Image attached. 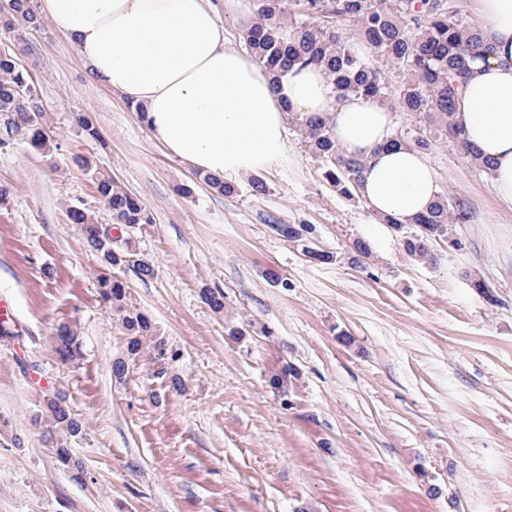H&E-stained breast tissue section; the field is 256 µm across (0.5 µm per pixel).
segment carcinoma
Instances as JSON below:
<instances>
[{"instance_id":"carcinoma-1","label":"carcinoma","mask_w":512,"mask_h":512,"mask_svg":"<svg viewBox=\"0 0 512 512\" xmlns=\"http://www.w3.org/2000/svg\"><path fill=\"white\" fill-rule=\"evenodd\" d=\"M10 7V14L0 18L4 30H12L17 22L32 29L42 26L32 0H10ZM357 40L368 48L364 57L355 50ZM243 41L274 79L295 66H319L338 99L364 95L411 116L413 127L396 133V142L426 154L449 142L481 171L490 169V161L477 158L467 146L464 129L454 119L455 97L464 86L469 63L485 58L488 52L482 27L460 17L457 0H259L257 17L243 31ZM389 69L405 75L394 91L386 79ZM288 121L296 126L308 151L322 162L324 180L339 196L357 198L364 162L342 152L330 119L303 121L292 115ZM11 131L44 156H53L57 149L30 74L16 56L0 52V138ZM97 191L112 223L128 228L152 223L140 198L116 180H98ZM67 217L80 226L87 246L98 256L100 295L118 314L123 328L126 358L113 361V375L123 378L128 364L138 361L149 348L157 352L155 362L163 363L166 352L161 344L147 345L155 332L151 318L132 301L119 276L122 270L131 269L142 280L152 279L155 267L130 243L114 245L112 236L105 234L95 215L85 209L70 206ZM470 219L463 200L441 194L415 223L402 224L393 218L385 219V223L401 238L411 257L430 265L436 262V243L446 242L450 250L465 247L453 225L466 224ZM277 230L282 237L300 244L307 257L320 263L335 260L333 254L308 246L310 226L279 224ZM201 297L212 311H224L223 293L206 288ZM53 341L54 353L62 364L70 365L82 357V337L70 324H59ZM291 373L288 368L270 376L271 390L286 396ZM47 420L49 442L57 460L75 480L84 481L83 464L68 447L85 433L83 420L57 393L47 399Z\"/></svg>"}]
</instances>
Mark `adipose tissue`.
Returning <instances> with one entry per match:
<instances>
[{"label": "adipose tissue", "instance_id": "obj_1", "mask_svg": "<svg viewBox=\"0 0 512 512\" xmlns=\"http://www.w3.org/2000/svg\"><path fill=\"white\" fill-rule=\"evenodd\" d=\"M493 48L472 66L455 119L490 158L495 197L512 206V0H472ZM73 40L94 80L144 108L167 152L218 178L249 176L282 160L289 115L331 117L344 152L365 161L360 199L376 219L404 224L440 189L428 155L394 142V114L376 99H337L320 67L273 81L255 59L228 46L208 0H41Z\"/></svg>", "mask_w": 512, "mask_h": 512}]
</instances>
